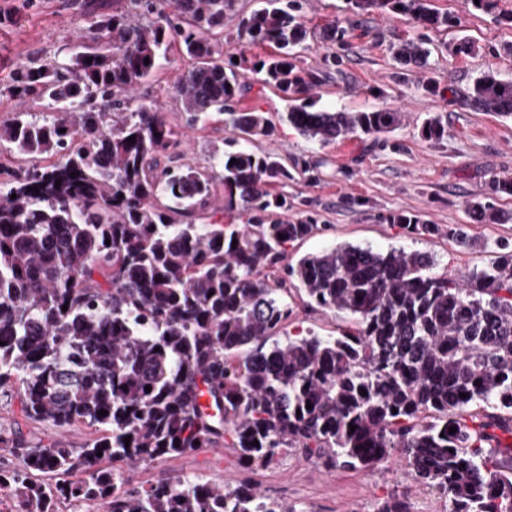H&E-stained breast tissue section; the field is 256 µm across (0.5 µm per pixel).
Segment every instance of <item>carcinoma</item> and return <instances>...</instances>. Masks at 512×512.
Here are the masks:
<instances>
[{
	"label": "carcinoma",
	"instance_id": "carcinoma-1",
	"mask_svg": "<svg viewBox=\"0 0 512 512\" xmlns=\"http://www.w3.org/2000/svg\"><path fill=\"white\" fill-rule=\"evenodd\" d=\"M346 4L416 29L461 26L430 0ZM169 6L180 23L154 0H130L126 12L92 23L91 42L64 60L13 75L9 92L47 102L50 113L0 124V152L56 160L0 184V389L20 386L29 419L61 430L84 424L97 436L74 448L0 435V450L22 460L0 470V497L13 500L11 512L90 501L104 512H294L244 479L172 475L118 489L116 463L224 447L248 470L290 453L355 473L398 461L445 496L449 512H512V245L495 243L490 262L461 279L433 272L417 250L352 244L288 264V247L318 227L310 216L280 220L288 197L271 187L307 166L247 147L274 127L239 106L240 63L217 44L231 0ZM348 34L338 18L322 37L343 45ZM239 37L275 49L252 70L287 95L288 123L301 135L377 142L402 124L391 108L318 106L319 81L299 66L308 38L300 0H265ZM174 43L192 60L176 83L185 127L218 112L230 131L208 172L159 166L158 156L179 147L178 132L133 96ZM391 50L421 71L426 92L439 93L426 37ZM467 102L512 117V80L485 74ZM421 135L439 142L448 123L431 116ZM491 191L512 197V177H493ZM218 193L228 222L196 223ZM466 210L502 223L492 201ZM387 220L410 235L437 233L410 212ZM294 291L310 307L351 315L353 327L279 338Z\"/></svg>",
	"mask_w": 512,
	"mask_h": 512
}]
</instances>
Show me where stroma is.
I'll use <instances>...</instances> for the list:
<instances>
[{
	"mask_svg": "<svg viewBox=\"0 0 512 512\" xmlns=\"http://www.w3.org/2000/svg\"><path fill=\"white\" fill-rule=\"evenodd\" d=\"M261 0H233L224 13L222 42L227 52L255 61L269 54L266 46L239 41L243 19ZM301 13L311 33L301 53L305 71L320 78L318 93L323 106L357 112L381 107L403 112V124L390 135L389 147L357 138L323 145L302 137L284 118L287 103L281 92L246 73L241 104L265 112L275 124L274 136L255 141L254 151L272 152L287 162L315 166L317 182L295 178L280 185L288 197L281 217L291 220L310 214L317 232L288 253L289 263L338 244L350 243L376 250L418 249L432 255L439 273L456 276L482 267L491 258L486 247L497 239L512 240V219L503 224H481L465 211L466 202L486 197L495 176L512 177V118L479 112L464 103L477 77L493 73L512 80V57L496 55L501 45L512 43V0H500L497 14L466 12L463 0H434L442 12L461 15L462 31H433L431 58L442 95L425 94L417 72L399 68L390 50L411 28L399 16L369 12L352 18L351 36L345 46L323 41V26L333 20L343 0H301ZM128 0H0V124L17 113L46 111L42 101H22L7 91L16 68L38 66L63 59L78 37L87 35L90 21L125 11ZM482 45V52L463 56L453 51L459 36ZM341 55V70L326 69L325 56ZM178 47H171L155 75L136 86L139 102L161 105L165 117L182 143L167 153L166 166L189 165L210 169L213 147L228 133L224 118L212 114L195 128H185L175 93L178 76L189 66ZM448 122L446 140L433 143L421 136V125L431 115ZM419 215L434 225L436 235L404 234L386 217L394 211ZM459 228L473 240L470 248L457 246L448 236ZM293 313L283 331L311 329L322 335L349 327L350 315L307 307L301 297L291 300ZM0 431L25 441L65 439L81 446L95 431L78 424L67 430L23 416L17 393L0 391ZM123 489L137 488L176 474L192 480L220 483L242 475L234 449H206L150 464L121 467ZM252 479L267 497L288 503L294 512H377L390 498L405 501L407 512H448L447 499L435 490L408 480L401 466L388 473L330 471L288 455L276 465L255 471Z\"/></svg>",
	"mask_w": 512,
	"mask_h": 512,
	"instance_id": "obj_1",
	"label": "stroma"
}]
</instances>
